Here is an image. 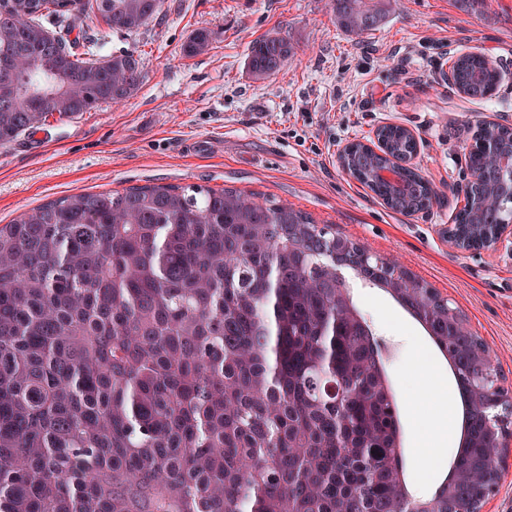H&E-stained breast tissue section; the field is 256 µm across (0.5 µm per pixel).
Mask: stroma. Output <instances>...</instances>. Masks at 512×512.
I'll list each match as a JSON object with an SVG mask.
<instances>
[{
    "instance_id": "obj_1",
    "label": "stroma",
    "mask_w": 512,
    "mask_h": 512,
    "mask_svg": "<svg viewBox=\"0 0 512 512\" xmlns=\"http://www.w3.org/2000/svg\"><path fill=\"white\" fill-rule=\"evenodd\" d=\"M213 37L187 57L199 29ZM278 34L295 48L273 76L247 68L258 40ZM140 55L132 97L74 116H52L0 147V224L65 196L153 184L231 188L308 213L423 280L466 317L512 387V248L457 251L441 236L461 201L466 146L480 121L512 125V0L476 10L458 0H385L377 29L339 28L331 0H164L138 31L104 34L102 54ZM482 52L509 76L474 100L442 73L459 52ZM415 133L414 160L438 192L428 210L389 209L340 167L339 149L375 126ZM381 344L400 409L409 480L420 475L411 402L414 369L427 351L455 377L423 327L387 293L354 294Z\"/></svg>"
}]
</instances>
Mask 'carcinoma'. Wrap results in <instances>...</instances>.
<instances>
[{
  "mask_svg": "<svg viewBox=\"0 0 512 512\" xmlns=\"http://www.w3.org/2000/svg\"><path fill=\"white\" fill-rule=\"evenodd\" d=\"M163 0H0V147L43 119L130 98L132 53L93 57L86 30L134 32ZM336 22L378 27L369 0H333ZM51 17L54 27L42 19ZM79 35L72 36L74 29ZM200 30L185 47L203 50ZM294 54L288 38L253 44L267 76ZM457 83L483 100L494 62L461 54ZM381 153L356 144L352 176L411 215L438 193L413 168L378 177L414 151L385 125ZM512 128L479 126L477 176L454 223L482 239L512 220ZM388 293L448 359L466 406L448 475L430 502L476 512L497 485L507 416L488 348L428 284L307 213L233 189L147 185L80 193L0 224V512H424L412 505L399 407L381 345L343 270Z\"/></svg>",
  "mask_w": 512,
  "mask_h": 512,
  "instance_id": "carcinoma-1",
  "label": "carcinoma"
}]
</instances>
